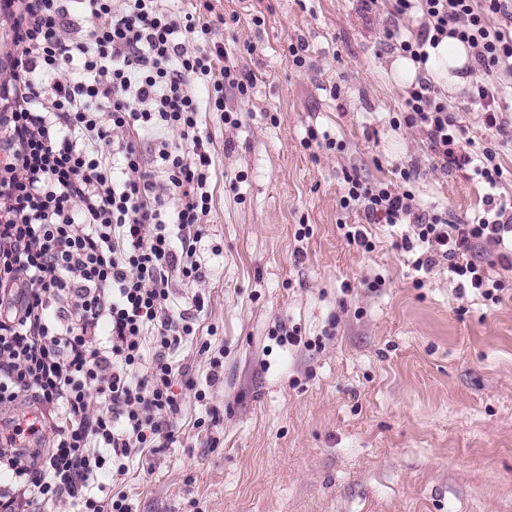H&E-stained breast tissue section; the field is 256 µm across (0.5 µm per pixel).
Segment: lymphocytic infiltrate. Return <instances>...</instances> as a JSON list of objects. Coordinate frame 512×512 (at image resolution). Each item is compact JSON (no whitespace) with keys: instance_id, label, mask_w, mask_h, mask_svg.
I'll return each instance as SVG.
<instances>
[{"instance_id":"1","label":"lymphocytic infiltrate","mask_w":512,"mask_h":512,"mask_svg":"<svg viewBox=\"0 0 512 512\" xmlns=\"http://www.w3.org/2000/svg\"><path fill=\"white\" fill-rule=\"evenodd\" d=\"M73 5L88 28L68 38ZM212 10L211 0L181 14L167 0H0L20 49L0 93L11 109L0 161V408L26 400L42 417L36 425L17 414L0 434V468L11 473L0 512H45L63 500L77 512H131L123 491L100 499L91 485L105 471L122 480L134 461L172 447L185 397L205 403L207 387L223 379L222 361L212 360L199 388L174 359L195 340L203 296L180 311L170 305L174 279L205 276L214 158L201 114L238 127L257 81L216 41ZM393 11L417 29L386 38L420 69L394 127L421 133L443 165L473 173L488 191L472 222L454 224L417 203L411 169L400 168L395 184L352 171L341 206L364 221L346 225L344 237L369 252L368 225L400 228L397 246L413 254L414 271L447 264L459 292L501 304L504 288L489 269L512 267V193L496 146L474 151L426 67L444 38L467 43L482 75L468 96L484 125L504 132L512 0H394ZM159 129L172 139L145 156L142 133Z\"/></svg>"}]
</instances>
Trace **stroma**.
<instances>
[{
	"instance_id": "stroma-1",
	"label": "stroma",
	"mask_w": 512,
	"mask_h": 512,
	"mask_svg": "<svg viewBox=\"0 0 512 512\" xmlns=\"http://www.w3.org/2000/svg\"><path fill=\"white\" fill-rule=\"evenodd\" d=\"M213 6L239 18L218 40L257 45L238 64L259 81L238 128L202 116L214 154L206 277L173 295L182 309L205 298L199 334L224 352L210 392L220 419L198 429L206 407L186 399L179 441L122 485L132 512H512V299L456 294L443 264L418 276L397 228L370 225L369 253L341 230L362 221L340 204L353 169L393 182L411 168L419 204L453 221L482 210L483 184L390 127L408 83L384 37L389 0ZM297 39L302 72L286 51ZM433 83L470 137L496 145L512 189V141L484 127L465 86ZM312 123L335 148H303ZM281 322L314 348L279 344Z\"/></svg>"
}]
</instances>
